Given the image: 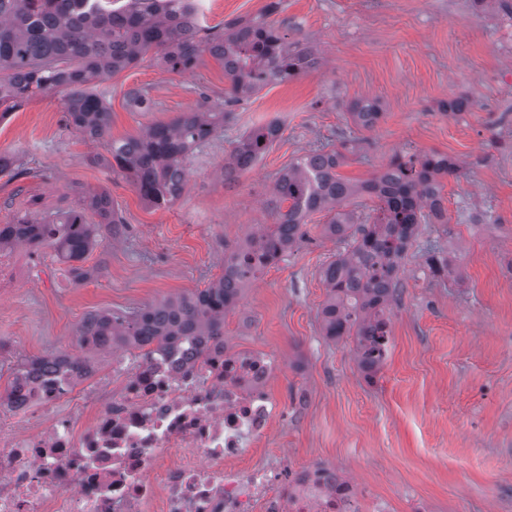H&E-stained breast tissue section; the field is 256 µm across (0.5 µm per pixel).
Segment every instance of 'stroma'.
<instances>
[{
	"label": "stroma",
	"mask_w": 512,
	"mask_h": 512,
	"mask_svg": "<svg viewBox=\"0 0 512 512\" xmlns=\"http://www.w3.org/2000/svg\"><path fill=\"white\" fill-rule=\"evenodd\" d=\"M269 2L202 0L200 24L220 32ZM270 19L290 46H314L319 67L240 105L187 161L184 192L169 208L147 206L129 180L92 164L106 147L65 125L62 93L36 96L0 122V153L22 173L0 174V224L26 213L53 218L102 188L122 219L85 261L99 276L82 283L52 248L14 246L20 276L0 292V391L29 357L69 351L108 369L111 353L77 343L86 315L207 287L225 253L255 225L274 223L268 200L278 173L311 150L347 147L340 174L354 182L394 154L437 151L460 171L444 181V223L422 225L400 267L389 350L373 378L358 366L354 337L332 341L321 330L322 271L345 249L323 236L325 212L310 216L304 238L225 313L224 339L286 363L270 389L288 402V416L266 440L265 459L334 464L390 512H512V18L473 0H281ZM228 88L207 55L181 74L148 56L96 85L116 139L223 102ZM137 89L148 90L152 111L129 108ZM366 95L384 112L368 131L347 114ZM461 95L469 111L441 114ZM272 120L279 139L224 183L219 172L237 137ZM432 249L447 271L431 272Z\"/></svg>",
	"instance_id": "stroma-1"
}]
</instances>
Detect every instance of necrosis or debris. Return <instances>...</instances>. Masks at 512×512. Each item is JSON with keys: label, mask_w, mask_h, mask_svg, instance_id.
I'll return each instance as SVG.
<instances>
[{"label": "necrosis or debris", "mask_w": 512, "mask_h": 512, "mask_svg": "<svg viewBox=\"0 0 512 512\" xmlns=\"http://www.w3.org/2000/svg\"><path fill=\"white\" fill-rule=\"evenodd\" d=\"M283 368L210 336L105 371L26 363L0 394V512H388L334 466L260 459Z\"/></svg>", "instance_id": "necrosis-or-debris-1"}]
</instances>
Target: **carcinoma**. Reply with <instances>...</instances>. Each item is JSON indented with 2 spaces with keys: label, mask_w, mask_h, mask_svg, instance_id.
<instances>
[{
  "label": "carcinoma",
  "mask_w": 512,
  "mask_h": 512,
  "mask_svg": "<svg viewBox=\"0 0 512 512\" xmlns=\"http://www.w3.org/2000/svg\"><path fill=\"white\" fill-rule=\"evenodd\" d=\"M0 0V121L39 94L60 89L64 121L92 141H102L108 156H96L115 173L124 175L141 199L154 209L167 208L184 191L189 154L208 142L229 122L235 107L268 83L283 82L307 71L304 61L316 57L310 46L288 48L285 36L265 18L230 23L224 32L201 35L199 0H125L117 8L93 0ZM166 72L193 69L207 54L224 67L231 82L224 106L209 112H181L166 123L152 124L136 136L114 139L111 112L95 92V82L137 64L149 52ZM136 112H148L151 100L143 91L128 93ZM349 113L359 127L373 128L382 117L380 101L353 100ZM281 133L272 121L253 128L224 160V181L251 169ZM345 156L316 150L304 155L277 177L271 210L276 222L260 228L224 258V273L208 287L179 298L163 299L130 312L99 311L88 316L76 333L110 336L115 344L134 349L169 346L182 337L224 336V313L242 297L245 288L276 264L304 236L308 217L327 211L325 236L344 242L340 253L323 271L328 288L319 317L330 339L353 336L361 369L379 368L387 345L375 346L369 337L386 325L391 302L401 293L398 271L420 224L443 218V179L458 164L436 152L394 155L384 170L361 183L343 178L337 169ZM377 200L373 223L360 224L347 202L354 197ZM97 217L88 223L87 213ZM120 219L106 191L84 197L80 206L56 221L20 217L0 225V247L23 243L38 250L54 248L74 261L76 281L91 278L79 265Z\"/></svg>",
  "instance_id": "1"
}]
</instances>
